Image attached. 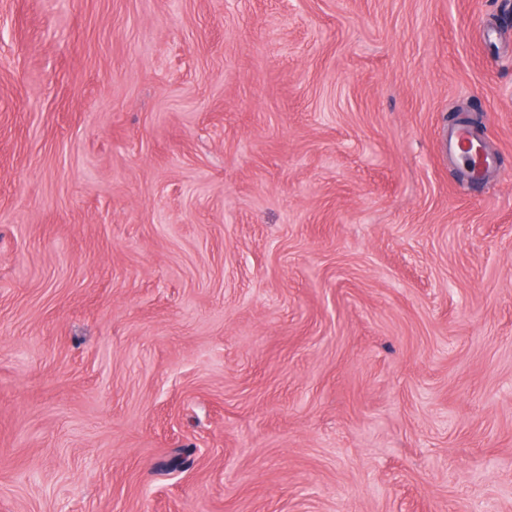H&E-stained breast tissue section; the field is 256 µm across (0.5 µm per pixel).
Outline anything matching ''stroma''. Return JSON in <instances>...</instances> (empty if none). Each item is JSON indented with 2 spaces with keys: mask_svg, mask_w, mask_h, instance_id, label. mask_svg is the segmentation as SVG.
Wrapping results in <instances>:
<instances>
[{
  "mask_svg": "<svg viewBox=\"0 0 512 512\" xmlns=\"http://www.w3.org/2000/svg\"><path fill=\"white\" fill-rule=\"evenodd\" d=\"M0 512H512V0H0Z\"/></svg>",
  "mask_w": 512,
  "mask_h": 512,
  "instance_id": "obj_1",
  "label": "stroma"
}]
</instances>
